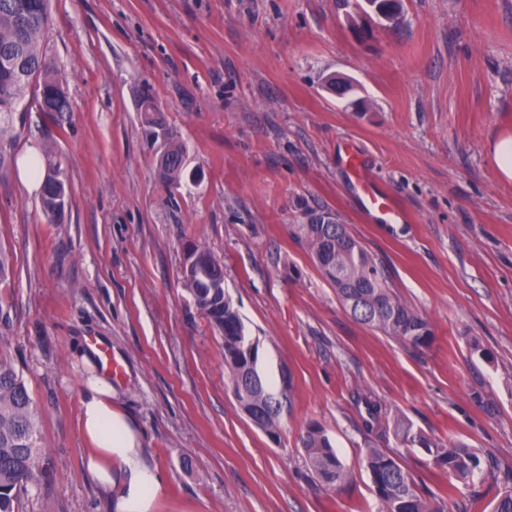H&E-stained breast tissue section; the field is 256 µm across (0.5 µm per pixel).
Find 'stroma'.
Segmentation results:
<instances>
[{
    "label": "stroma",
    "mask_w": 512,
    "mask_h": 512,
    "mask_svg": "<svg viewBox=\"0 0 512 512\" xmlns=\"http://www.w3.org/2000/svg\"><path fill=\"white\" fill-rule=\"evenodd\" d=\"M361 0H50L45 42L72 112L46 136L29 107L15 155L51 147L69 185L61 221L17 169L0 178V353L22 373L49 465L20 512H112L84 463L82 389L106 343L112 400L164 476L154 512H381L367 449L399 459L448 512H482L512 473V180L494 141L512 133V0H402L395 20L349 17ZM353 83L348 97L327 78ZM150 89L185 148L160 178L163 139L138 110ZM365 157L405 224L363 222L338 165ZM331 212L430 323L415 347L357 323L292 237ZM224 264V288L272 384L292 379L277 436L235 400L224 342L182 283L186 247ZM386 407L362 425L352 393ZM322 425L350 475L312 476L301 437ZM461 440L482 464L448 473L398 423Z\"/></svg>",
    "instance_id": "35a3bbf8"
}]
</instances>
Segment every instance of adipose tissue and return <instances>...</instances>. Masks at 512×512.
<instances>
[{
	"label": "adipose tissue",
	"instance_id": "1",
	"mask_svg": "<svg viewBox=\"0 0 512 512\" xmlns=\"http://www.w3.org/2000/svg\"><path fill=\"white\" fill-rule=\"evenodd\" d=\"M80 424L90 441L86 467L106 489L116 492L117 512H152L163 475L151 465L135 421L112 402V386L100 375L81 399Z\"/></svg>",
	"mask_w": 512,
	"mask_h": 512
}]
</instances>
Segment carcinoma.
I'll list each match as a JSON object with an SVG mask.
<instances>
[{
    "mask_svg": "<svg viewBox=\"0 0 512 512\" xmlns=\"http://www.w3.org/2000/svg\"><path fill=\"white\" fill-rule=\"evenodd\" d=\"M49 0H0V174L14 158L16 121H24L26 107L37 105L49 122L62 131L71 105L44 42L50 26ZM139 111L151 133L164 130V152L158 160L161 178L169 185L180 182L184 148L164 128L162 112L144 91ZM68 185L60 167L50 162L42 177L40 200L49 221L59 220L66 208ZM311 221L293 225V235L313 259L324 279L334 288L346 312L358 323L414 346L431 343L429 322L392 288L384 264L338 223L330 212L310 213ZM184 282L195 306L212 331L224 340V367L235 400L264 432L278 433L283 412L290 407V377L282 372V388L274 392L258 370L257 350L238 311L224 291V265L209 250L187 247ZM366 428L385 421L387 412L372 393L354 396ZM401 440L424 449L433 463L448 471V479L467 481L480 466L479 457L462 442L435 441L410 427L398 429ZM305 458L315 479L342 490L348 472L323 426L311 423L302 439ZM46 453L41 443L38 411L12 361L0 354V512H18L20 491L39 483ZM382 512H444L418 495L400 462L379 448L364 458Z\"/></svg>",
    "mask_w": 512,
    "mask_h": 512,
    "instance_id": "obj_1",
    "label": "carcinoma"
}]
</instances>
